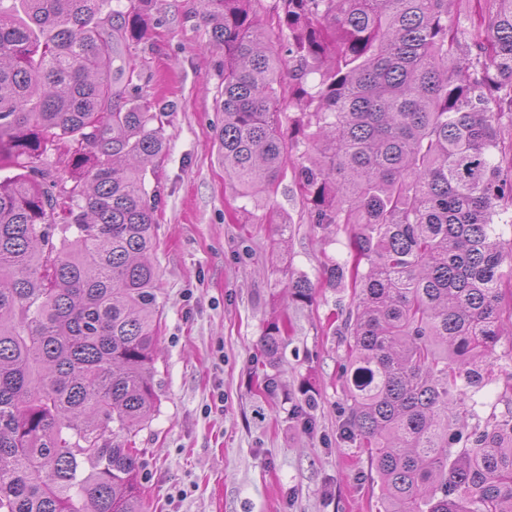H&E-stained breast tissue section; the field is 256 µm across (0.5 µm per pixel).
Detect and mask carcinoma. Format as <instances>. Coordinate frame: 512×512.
Returning a JSON list of instances; mask_svg holds the SVG:
<instances>
[{
  "instance_id": "obj_1",
  "label": "carcinoma",
  "mask_w": 512,
  "mask_h": 512,
  "mask_svg": "<svg viewBox=\"0 0 512 512\" xmlns=\"http://www.w3.org/2000/svg\"><path fill=\"white\" fill-rule=\"evenodd\" d=\"M0 0V512H145L134 437L158 402L147 167L166 113L133 101L145 0ZM201 0L224 47L216 133L243 197L295 171L310 223L347 235L327 287L346 439L383 512H512V410L475 417L512 337V0ZM292 63L284 82L279 34ZM296 116L283 128L282 114ZM308 304L315 284L289 276ZM285 326L261 341L273 360Z\"/></svg>"
}]
</instances>
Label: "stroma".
Masks as SVG:
<instances>
[{
  "mask_svg": "<svg viewBox=\"0 0 512 512\" xmlns=\"http://www.w3.org/2000/svg\"><path fill=\"white\" fill-rule=\"evenodd\" d=\"M144 36L128 54L142 97L166 109L165 157L146 176L155 197L161 319L157 410L136 437L148 512H379L365 449L342 437L347 413L335 335L350 288L292 302L289 275L320 281L344 260L347 237L322 245L293 175L269 201L239 198L218 159L224 49L199 0H148ZM292 226L277 243L267 211ZM285 318V344L267 363L260 340ZM277 376L264 391V374Z\"/></svg>",
  "mask_w": 512,
  "mask_h": 512,
  "instance_id": "1",
  "label": "stroma"
}]
</instances>
